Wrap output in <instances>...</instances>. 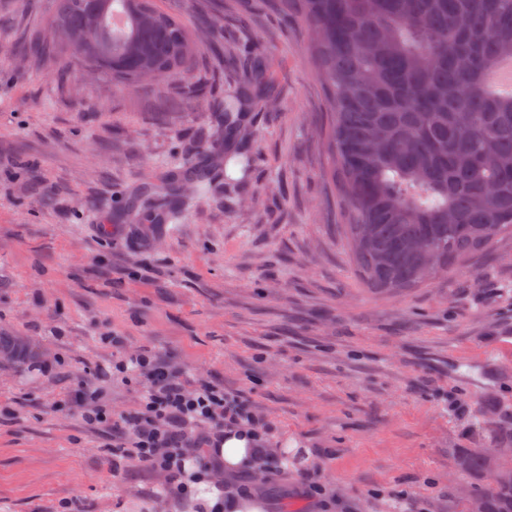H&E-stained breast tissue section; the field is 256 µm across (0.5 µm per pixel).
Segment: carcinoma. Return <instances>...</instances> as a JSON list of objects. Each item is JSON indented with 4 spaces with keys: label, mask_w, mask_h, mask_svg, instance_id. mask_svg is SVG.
<instances>
[{
    "label": "carcinoma",
    "mask_w": 512,
    "mask_h": 512,
    "mask_svg": "<svg viewBox=\"0 0 512 512\" xmlns=\"http://www.w3.org/2000/svg\"><path fill=\"white\" fill-rule=\"evenodd\" d=\"M281 14L302 16L330 122L332 180L344 201L342 234L356 274L368 288L401 291L436 279L432 259L449 272L512 236V95L490 89L489 76L512 57V0H277ZM103 16L104 34L83 35L88 14ZM73 32L70 55L50 34ZM191 31L158 0H58V8L24 50L37 64L94 67L112 82L138 84L151 63L159 81L192 68L182 54ZM234 92L217 105L214 143L242 153L245 106L272 92L264 58L246 55L230 80ZM196 191L210 170L184 158ZM158 206L166 220L182 208L180 184L165 178ZM419 243L425 251L416 252ZM0 351L34 362L16 337ZM468 476L490 473L466 488L465 512H512V473H500L484 448L458 456Z\"/></svg>",
    "instance_id": "1"
}]
</instances>
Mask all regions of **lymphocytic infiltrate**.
<instances>
[{"instance_id": "lymphocytic-infiltrate-1", "label": "lymphocytic infiltrate", "mask_w": 512, "mask_h": 512, "mask_svg": "<svg viewBox=\"0 0 512 512\" xmlns=\"http://www.w3.org/2000/svg\"><path fill=\"white\" fill-rule=\"evenodd\" d=\"M113 377L143 384L138 411L131 417H114L102 408H88L86 393H76L86 424L111 428L113 447L127 460L164 473L181 496L192 495V482L207 471L205 450L212 438L231 427L248 425L261 442H268L270 426L260 419L239 393L176 371L165 358L141 353L112 363ZM199 461L198 470L187 473L188 458Z\"/></svg>"}]
</instances>
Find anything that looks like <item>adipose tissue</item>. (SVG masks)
<instances>
[{
    "instance_id": "ef3b65f1",
    "label": "adipose tissue",
    "mask_w": 512,
    "mask_h": 512,
    "mask_svg": "<svg viewBox=\"0 0 512 512\" xmlns=\"http://www.w3.org/2000/svg\"><path fill=\"white\" fill-rule=\"evenodd\" d=\"M261 452L254 431L247 426L235 428L233 432L213 440L209 449L215 464L214 474L233 477L240 472L253 469ZM213 476H202L197 484V500L208 512H266L267 500L255 493L219 494L212 488Z\"/></svg>"
}]
</instances>
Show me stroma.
<instances>
[{"label": "stroma", "mask_w": 512, "mask_h": 512, "mask_svg": "<svg viewBox=\"0 0 512 512\" xmlns=\"http://www.w3.org/2000/svg\"><path fill=\"white\" fill-rule=\"evenodd\" d=\"M188 26L212 9L194 67L126 88L33 65L20 42L56 0H0V333L46 353L0 370V512H196L164 474L112 453L75 391L133 415L112 361L144 348L243 395L269 423L279 473L249 486L268 512H462L467 448L512 432V238L421 288H366L340 232L329 103L307 30L273 0H159ZM267 56L278 91L249 115L245 187L212 175L156 234L120 219L133 192L214 140L225 33ZM462 404L456 412L447 397ZM318 465L313 494L299 464Z\"/></svg>", "instance_id": "35a3bbf8"}]
</instances>
